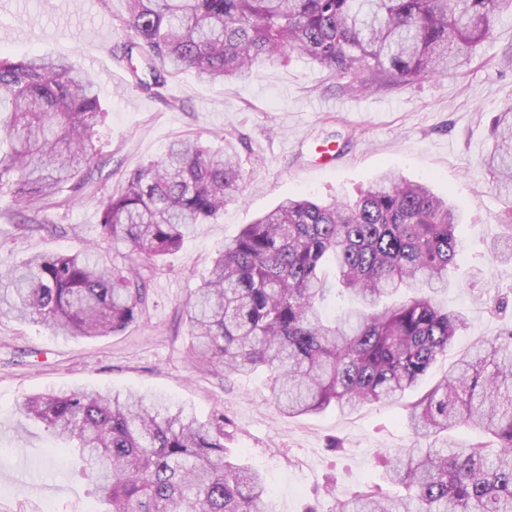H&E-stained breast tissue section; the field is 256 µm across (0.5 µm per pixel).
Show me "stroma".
Wrapping results in <instances>:
<instances>
[{
    "label": "stroma",
    "mask_w": 512,
    "mask_h": 512,
    "mask_svg": "<svg viewBox=\"0 0 512 512\" xmlns=\"http://www.w3.org/2000/svg\"><path fill=\"white\" fill-rule=\"evenodd\" d=\"M124 12L123 0H0V54L76 61L96 76L107 114L97 145L102 176L96 192L49 212L66 234L21 231L8 200L0 201V267L95 240L102 197L119 191L130 173L179 138L214 149L232 141L242 195L167 257L142 321L123 334L58 336L0 313V501L44 503L50 512H101L78 465L53 451L43 426L16 413L26 396L80 389L138 392L201 420L223 412L232 434L227 446L263 473L273 512H303L309 505L332 512L337 495L385 485L375 456L409 445L407 408L462 354L512 328V273L487 252L503 231L506 203L481 165L493 148L498 113L512 107V20L496 25L468 67L409 85L364 90L294 55L285 64L257 68L245 81L210 83L181 72L161 96L149 97L133 86L121 58ZM320 145L341 153L333 170L319 169ZM383 168L429 182L466 212L461 260L447 295L466 326L420 385L397 402L288 418L270 399L268 373L224 379L195 366L183 307L224 242L285 197H357Z\"/></svg>",
    "instance_id": "stroma-1"
}]
</instances>
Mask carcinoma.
<instances>
[{"instance_id": "carcinoma-1", "label": "carcinoma", "mask_w": 512, "mask_h": 512, "mask_svg": "<svg viewBox=\"0 0 512 512\" xmlns=\"http://www.w3.org/2000/svg\"><path fill=\"white\" fill-rule=\"evenodd\" d=\"M121 52L161 95L192 70L247 80L291 54L364 89L411 84L467 66L512 0H125ZM105 112L75 63L0 56V197L20 230L64 233L48 210L95 181ZM481 160L507 197L492 258L512 267V109ZM242 178L233 146L173 142L101 200L97 244L123 246L114 265L93 250L41 253L0 268V310L74 338L117 335L141 319L160 261L198 224L224 214ZM463 211L427 184L386 171L359 196L288 197L219 251L184 310L198 365L224 378L269 373L280 412L355 411L399 399L448 353L461 315L439 300L456 265ZM70 445L103 512H273L261 472L225 448L224 413L202 421L145 396L44 393L17 406ZM414 443L378 453L392 495L367 487L334 512H512V333L466 353L411 406ZM478 428L489 442L453 433Z\"/></svg>"}]
</instances>
